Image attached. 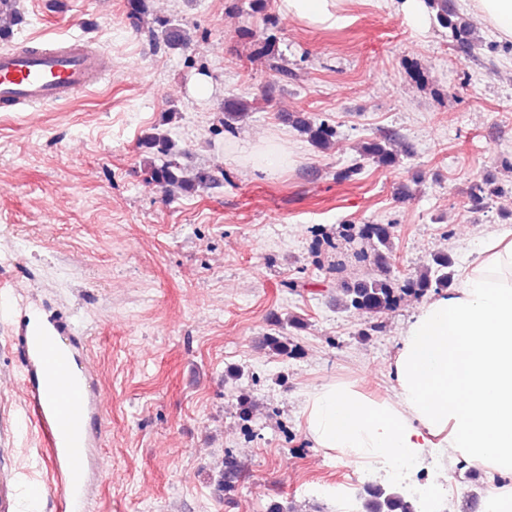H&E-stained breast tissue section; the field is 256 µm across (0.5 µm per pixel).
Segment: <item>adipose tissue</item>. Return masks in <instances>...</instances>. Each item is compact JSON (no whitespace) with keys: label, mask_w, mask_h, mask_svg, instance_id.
Masks as SVG:
<instances>
[{"label":"adipose tissue","mask_w":512,"mask_h":512,"mask_svg":"<svg viewBox=\"0 0 512 512\" xmlns=\"http://www.w3.org/2000/svg\"><path fill=\"white\" fill-rule=\"evenodd\" d=\"M512 41V0H463ZM347 0H277L278 11L330 30L349 21ZM393 395L375 399L345 382L306 393L313 447L391 471L446 455L480 469L492 512H512V229L489 233L454 288L422 304L390 364Z\"/></svg>","instance_id":"adipose-tissue-1"}]
</instances>
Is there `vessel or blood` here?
<instances>
[{
    "mask_svg": "<svg viewBox=\"0 0 512 512\" xmlns=\"http://www.w3.org/2000/svg\"><path fill=\"white\" fill-rule=\"evenodd\" d=\"M111 70L110 55L80 36L0 49V112H26L67 101ZM15 341L23 358L27 417L62 488L58 512H80L90 491L92 450L98 445L89 422L103 414L96 374L81 359L75 337L58 327L37 332L23 326ZM17 485L15 467L0 460V512H17L22 493Z\"/></svg>",
    "mask_w": 512,
    "mask_h": 512,
    "instance_id": "vessel-or-blood-1",
    "label": "vessel or blood"
}]
</instances>
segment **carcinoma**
Listing matches in <instances>:
<instances>
[{"label":"carcinoma","mask_w":512,"mask_h":512,"mask_svg":"<svg viewBox=\"0 0 512 512\" xmlns=\"http://www.w3.org/2000/svg\"><path fill=\"white\" fill-rule=\"evenodd\" d=\"M428 9L435 12L437 23L448 30L452 41L461 46L473 44L472 31L462 16L450 7L448 0H426ZM9 19L7 26L0 24V42H8L13 37L12 26L23 22L19 0H0V21ZM158 28L149 30L155 44L169 49H188L192 45L190 32L180 23L171 20L157 21ZM258 109V100H244L239 97L224 99L221 126L227 132L235 129L236 123ZM295 125L307 136L312 145L326 149L336 136V130L323 120L310 117H297ZM388 140H373L363 146L362 157L382 167L397 162L396 156L387 147ZM140 148L146 155V172L149 180L167 192H193L207 188L216 182V177L206 169L189 171L179 161L181 154L177 143L161 131L147 132L140 140ZM392 226L389 224H366L358 238L370 245V252L357 253V258L369 261L383 268L387 254L391 251ZM451 261L446 254H438L418 275L400 283L390 277L380 279H356L342 288L343 305L370 317L393 307L401 295L414 293L421 295L430 289L437 292L448 288L451 278ZM265 344L270 351L279 355H293L297 346L288 339L269 333ZM242 466L231 456L224 458L218 486L220 491L234 487ZM368 499L361 502V512H415L414 504L399 491H389L381 486L367 490Z\"/></svg>","instance_id":"carcinoma-1"}]
</instances>
